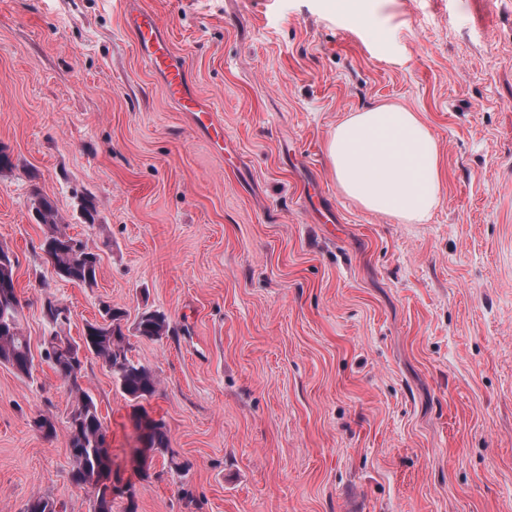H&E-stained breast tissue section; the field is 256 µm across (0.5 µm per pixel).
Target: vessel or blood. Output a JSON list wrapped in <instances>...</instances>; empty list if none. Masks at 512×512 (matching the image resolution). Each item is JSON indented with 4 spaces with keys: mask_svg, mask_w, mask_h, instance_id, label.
Segmentation results:
<instances>
[{
    "mask_svg": "<svg viewBox=\"0 0 512 512\" xmlns=\"http://www.w3.org/2000/svg\"><path fill=\"white\" fill-rule=\"evenodd\" d=\"M126 29L134 38L140 55L163 79L167 95L185 112L196 129L209 140H225L224 123L214 110L189 86L185 62L177 57L158 15L147 9H130L123 16Z\"/></svg>",
    "mask_w": 512,
    "mask_h": 512,
    "instance_id": "b4317fda",
    "label": "vessel or blood"
}]
</instances>
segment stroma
<instances>
[{"label":"stroma","instance_id":"1","mask_svg":"<svg viewBox=\"0 0 512 512\" xmlns=\"http://www.w3.org/2000/svg\"><path fill=\"white\" fill-rule=\"evenodd\" d=\"M158 14L236 173L165 94L123 0H0V247L16 257L37 360L0 365V512L33 496L90 512L70 478L72 398L40 360L45 298L71 336L124 313L144 400L181 471L155 456L137 512H512V0H136ZM419 112L438 142L426 222L362 209L325 153L345 115ZM320 179L337 221L305 211ZM100 257L90 287L39 250L36 196ZM168 336H137L143 312ZM135 476L133 406L86 364ZM56 419L57 435L32 426Z\"/></svg>","mask_w":512,"mask_h":512}]
</instances>
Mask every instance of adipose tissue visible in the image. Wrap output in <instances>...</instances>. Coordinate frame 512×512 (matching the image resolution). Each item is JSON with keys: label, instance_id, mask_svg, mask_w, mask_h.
<instances>
[{"label": "adipose tissue", "instance_id": "obj_1", "mask_svg": "<svg viewBox=\"0 0 512 512\" xmlns=\"http://www.w3.org/2000/svg\"><path fill=\"white\" fill-rule=\"evenodd\" d=\"M325 149L339 189L367 211L420 224L439 201L438 143L419 113L403 105L350 113Z\"/></svg>", "mask_w": 512, "mask_h": 512}]
</instances>
